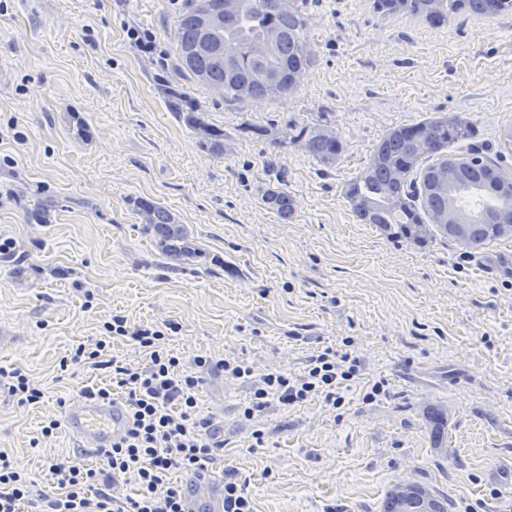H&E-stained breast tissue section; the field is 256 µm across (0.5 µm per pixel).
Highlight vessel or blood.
Instances as JSON below:
<instances>
[{
	"instance_id": "1",
	"label": "vessel or blood",
	"mask_w": 512,
	"mask_h": 512,
	"mask_svg": "<svg viewBox=\"0 0 512 512\" xmlns=\"http://www.w3.org/2000/svg\"><path fill=\"white\" fill-rule=\"evenodd\" d=\"M66 428L79 449L97 453L120 443L130 428L131 416L123 403L78 399L68 404ZM184 512H224V476L199 469L185 474L181 482Z\"/></svg>"
}]
</instances>
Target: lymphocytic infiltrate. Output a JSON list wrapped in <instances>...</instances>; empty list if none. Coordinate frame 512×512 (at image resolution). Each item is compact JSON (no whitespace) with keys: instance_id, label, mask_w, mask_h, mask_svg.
Listing matches in <instances>:
<instances>
[{"instance_id":"f902f5d3","label":"lymphocytic infiltrate","mask_w":512,"mask_h":512,"mask_svg":"<svg viewBox=\"0 0 512 512\" xmlns=\"http://www.w3.org/2000/svg\"><path fill=\"white\" fill-rule=\"evenodd\" d=\"M176 329L173 322L137 325L116 314L105 322L103 337L77 347L70 357L73 364L112 372L111 384L84 388L83 396L109 400L122 394L133 419L129 435L101 452V467L73 461L50 464L56 487L51 496L36 491L34 480L0 452V512H22L26 506L33 512H182L172 472L213 465L224 443L213 433L209 415L198 407L201 379L196 371L208 360L197 356L192 365H185L166 344ZM117 338L138 346L145 364L135 366L112 354L111 343ZM359 364L351 353L327 347L310 356L297 374L274 368L258 376L239 359L219 360L217 367L225 377L248 385L241 414L250 422L274 405L319 400L329 410L342 408L343 390L357 379ZM123 480L135 482L134 495L119 494Z\"/></svg>"}]
</instances>
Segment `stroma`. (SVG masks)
Wrapping results in <instances>:
<instances>
[{
    "instance_id": "obj_1",
    "label": "stroma",
    "mask_w": 512,
    "mask_h": 512,
    "mask_svg": "<svg viewBox=\"0 0 512 512\" xmlns=\"http://www.w3.org/2000/svg\"><path fill=\"white\" fill-rule=\"evenodd\" d=\"M181 4L0 0V236L16 243L0 258V366L45 391L36 407L0 393V451L48 494L52 461L99 464L41 424L111 381L65 360L115 314L176 322L168 347L185 360L241 358L258 375L303 372L350 338L361 370L338 417L315 400L243 421L246 386L204 372L200 407L224 427L216 469L248 478L257 512H379L399 480L447 496L448 512H512V239L480 255L440 236L417 247L357 223L343 191L389 129L450 113L512 173V151L497 150L512 13L433 28L374 0H306L313 65L292 95L244 105L176 71ZM168 86L223 131V152L169 111ZM312 124L344 142L336 166L278 145ZM267 188L295 200L291 218L262 203ZM138 199L166 207L199 256H162ZM379 380L385 395L364 401Z\"/></svg>"
}]
</instances>
